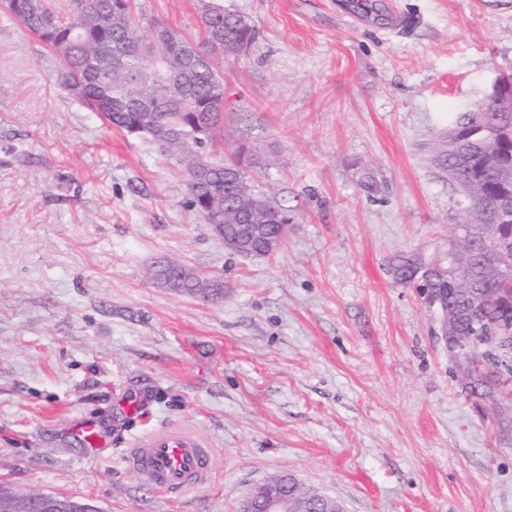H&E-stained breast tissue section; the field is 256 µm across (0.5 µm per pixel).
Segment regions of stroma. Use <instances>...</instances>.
<instances>
[{"instance_id": "1", "label": "stroma", "mask_w": 512, "mask_h": 512, "mask_svg": "<svg viewBox=\"0 0 512 512\" xmlns=\"http://www.w3.org/2000/svg\"><path fill=\"white\" fill-rule=\"evenodd\" d=\"M205 2L140 0L195 39ZM220 2L259 33L215 64L224 151L254 150L248 179L292 218L267 258L230 253L180 167L62 90L59 59L0 12V492L236 512L289 472L344 512H512V400L470 394L438 313L389 272L448 242L461 197L437 140L512 73V0ZM165 255L223 299L153 282ZM76 419L111 440L100 459ZM169 423L216 465L166 499L121 459Z\"/></svg>"}]
</instances>
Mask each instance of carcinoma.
I'll use <instances>...</instances> for the list:
<instances>
[{
	"mask_svg": "<svg viewBox=\"0 0 512 512\" xmlns=\"http://www.w3.org/2000/svg\"><path fill=\"white\" fill-rule=\"evenodd\" d=\"M0 9L33 34L56 54L64 68L57 75L58 85L88 110L100 114L115 129L152 143L167 161L180 165L186 174L189 206L207 225L235 224L237 215L215 209L212 202L224 198L228 176L240 179V193L255 204L245 215L246 224H287L288 209L250 185L244 167L250 156L240 150L233 158H209L208 150L224 142V78L214 65L217 53H239L238 45L253 47L257 40L254 26L239 25L241 16L224 10L220 3L203 7V39L197 43L205 59L191 58L194 39L167 28L164 38L152 33L159 23L142 21L138 0H0ZM178 83L186 98L169 96ZM203 126L205 139L190 130ZM457 128L475 133L478 143L463 142L450 153L444 145L436 151L442 161L437 168L462 192L474 191L478 202L470 206L461 200L452 234L479 236L496 249L498 272L490 277L476 268L469 276V292L456 296L458 336L465 339L461 352L448 340V349L463 359L468 386L482 389L481 396L496 398L499 388L512 378V351H503L488 342V333L512 336V221L498 223L499 198L512 194V105L502 107L480 101L459 116ZM209 169L199 171L200 165ZM416 255L404 254L392 266L397 282L419 287ZM166 265L155 266L153 277L164 286L207 301L224 297L223 282L202 280L189 271L175 278L183 264L163 257ZM486 369V377L477 368ZM291 496L308 504L315 492L298 482H284L277 474L259 490ZM0 512H33L30 495L0 494Z\"/></svg>",
	"mask_w": 512,
	"mask_h": 512,
	"instance_id": "1",
	"label": "carcinoma"
}]
</instances>
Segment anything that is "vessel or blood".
Returning <instances> with one entry per match:
<instances>
[{
	"label": "vessel or blood",
	"mask_w": 512,
	"mask_h": 512,
	"mask_svg": "<svg viewBox=\"0 0 512 512\" xmlns=\"http://www.w3.org/2000/svg\"><path fill=\"white\" fill-rule=\"evenodd\" d=\"M72 429L82 435L89 451L106 444L93 421H77ZM124 463L140 483L169 496L206 486L212 478L214 456L200 433L172 425L140 435L127 449Z\"/></svg>",
	"instance_id": "b4317fda"
}]
</instances>
